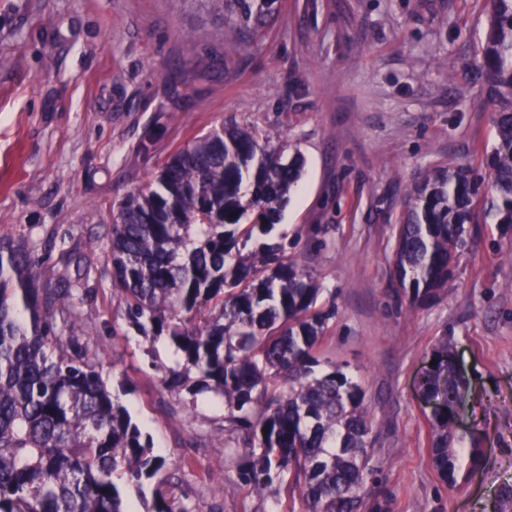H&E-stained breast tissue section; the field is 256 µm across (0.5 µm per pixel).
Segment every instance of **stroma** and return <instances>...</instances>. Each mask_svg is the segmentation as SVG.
<instances>
[{"label":"stroma","mask_w":512,"mask_h":512,"mask_svg":"<svg viewBox=\"0 0 512 512\" xmlns=\"http://www.w3.org/2000/svg\"><path fill=\"white\" fill-rule=\"evenodd\" d=\"M482 0H279L244 34L209 0H0V239L34 248L57 283L62 245L106 241L112 209L197 135L228 119L280 134L302 177L283 212L288 251L336 294L321 343L366 393L373 418L364 490L392 512H512V232L473 224L446 294L410 304L392 275L410 186L491 149L492 112L473 77ZM150 151L140 149L148 132ZM70 330L168 460L145 487L197 512H304L241 478L223 410L164 389L165 340L129 326L110 282ZM452 342L470 392L459 420L484 448L448 488L431 461L418 384Z\"/></svg>","instance_id":"obj_1"}]
</instances>
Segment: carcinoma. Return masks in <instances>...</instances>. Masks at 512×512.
Segmentation results:
<instances>
[{
	"label": "carcinoma",
	"instance_id": "obj_1",
	"mask_svg": "<svg viewBox=\"0 0 512 512\" xmlns=\"http://www.w3.org/2000/svg\"><path fill=\"white\" fill-rule=\"evenodd\" d=\"M224 22L256 30L278 0H210ZM475 50L495 143L481 165L434 169L408 192L392 263L409 303L435 300L473 246L469 224L512 227V0H483ZM303 160H284L270 135L223 125L173 153L112 212L104 247L112 292L145 339L180 355L162 368L168 390L209 393L224 408V446L248 451L243 480L263 494L298 493L307 512H391L384 491L362 494L373 422L362 387L319 347L336 319L334 298L274 238ZM257 247L248 254L242 247ZM98 245L63 252L65 288L42 284L24 243H0V512H195L146 481L166 467L151 434L97 370L68 325ZM419 388L437 401L428 418L432 464L453 488L483 461L471 441L463 466L455 431L467 381L448 340Z\"/></svg>",
	"mask_w": 512,
	"mask_h": 512
}]
</instances>
